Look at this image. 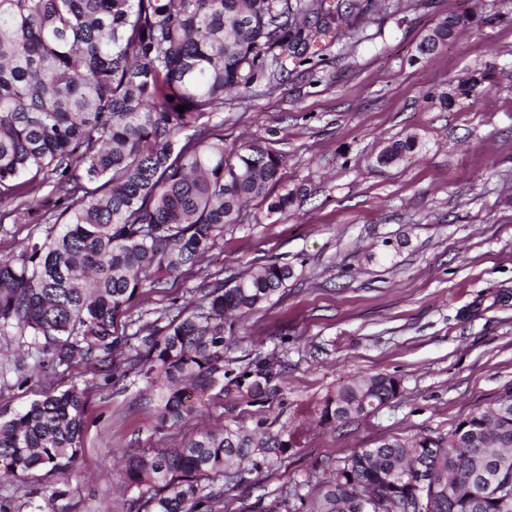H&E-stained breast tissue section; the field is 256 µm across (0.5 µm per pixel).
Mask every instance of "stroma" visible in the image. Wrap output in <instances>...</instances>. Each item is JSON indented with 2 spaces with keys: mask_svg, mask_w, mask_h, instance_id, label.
<instances>
[{
  "mask_svg": "<svg viewBox=\"0 0 512 512\" xmlns=\"http://www.w3.org/2000/svg\"><path fill=\"white\" fill-rule=\"evenodd\" d=\"M468 10L478 31L420 59L424 35ZM490 66L498 76L481 94L447 110L429 100L449 78ZM196 127L228 148L265 143L285 159L284 184L306 193L272 217L248 206L192 275L142 295L126 315L134 330L190 300L206 275L229 284L271 259L294 265L287 295L238 324L226 353L244 362L276 354L282 373L263 399L214 397L201 423L277 431L352 375H392L401 385L397 398L355 423H308L301 446L251 475L224 512H248L258 496L285 494L315 463L354 449L448 433L512 388V0H374L324 56L277 86L261 81L226 96ZM410 133L420 147L378 166L379 151ZM17 345L0 335V411L27 407L42 388L85 381L87 427L74 471L0 480V497L13 512H125L122 456L178 445L188 428L156 431L141 381L101 388L93 362L19 383Z\"/></svg>",
  "mask_w": 512,
  "mask_h": 512,
  "instance_id": "stroma-1",
  "label": "stroma"
}]
</instances>
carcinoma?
Returning a JSON list of instances; mask_svg holds the SVG:
<instances>
[{
  "label": "carcinoma",
  "instance_id": "obj_1",
  "mask_svg": "<svg viewBox=\"0 0 512 512\" xmlns=\"http://www.w3.org/2000/svg\"><path fill=\"white\" fill-rule=\"evenodd\" d=\"M367 13L363 0H0V206L16 204L45 237L0 259V333L28 336L20 358L109 365L99 387L135 376L157 392L162 431L197 419L212 392L261 398L278 360L234 370L225 354L234 326L288 294L295 268L271 260L224 285L193 289L168 318L128 334L136 300L194 269L254 201L284 214L302 190L282 181L283 156L257 142L230 150L199 132L183 137L224 94L277 84ZM477 22L473 12L439 20L426 57ZM488 68L458 80L470 97L493 82ZM186 105L184 112L177 107ZM419 146L408 135L377 156L380 166ZM60 212L38 197L44 186ZM89 387H49L22 411L0 415V476L67 474L82 453ZM391 375H357L323 399L319 421L343 427L396 398ZM304 438V423L261 436L246 424L203 430L174 448L125 462L126 512H220L228 469H271ZM492 484H487V481ZM252 512H512V389L460 419L448 434L393 437L326 462L301 487Z\"/></svg>",
  "mask_w": 512,
  "mask_h": 512
}]
</instances>
